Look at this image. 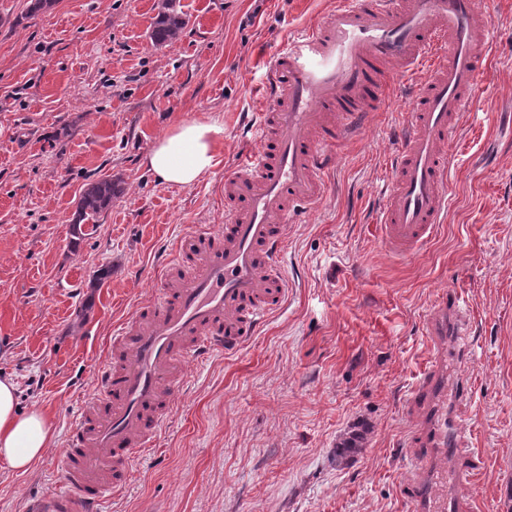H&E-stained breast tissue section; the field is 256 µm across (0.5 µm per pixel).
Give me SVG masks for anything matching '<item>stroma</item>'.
Returning a JSON list of instances; mask_svg holds the SVG:
<instances>
[{"label":"stroma","instance_id":"stroma-1","mask_svg":"<svg viewBox=\"0 0 512 512\" xmlns=\"http://www.w3.org/2000/svg\"><path fill=\"white\" fill-rule=\"evenodd\" d=\"M336 0H180L188 25L149 38L157 0H0V377L53 442L25 474L0 462V512L58 488L56 464L84 401L98 392L115 323L159 286L196 225H222L218 187L253 145L249 116L290 30ZM496 38L475 113L457 134L448 210L435 237L397 257L371 221L389 174L393 129L412 110L399 74L364 134L336 149L325 200L289 225L288 292L242 349L187 370L169 423L132 461L102 512H407V408L430 354L439 296L468 311L470 382L460 427L475 471L469 512H512V0H495ZM221 127L219 162L189 186L142 164L177 122ZM124 193L92 237L73 232L85 184ZM370 427L336 460L338 439Z\"/></svg>","mask_w":512,"mask_h":512}]
</instances>
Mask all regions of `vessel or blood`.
<instances>
[{"label":"vessel or blood","mask_w":512,"mask_h":512,"mask_svg":"<svg viewBox=\"0 0 512 512\" xmlns=\"http://www.w3.org/2000/svg\"><path fill=\"white\" fill-rule=\"evenodd\" d=\"M493 37L490 0H337L290 33L273 56L259 144L224 180L223 244L207 225L180 240L161 288L112 335V360L59 462L62 490L25 512H101L106 490L126 485L135 452L167 422L188 364L236 353L281 306L285 230L324 199L332 147L361 133L395 70L423 68L427 78L397 130L378 231L399 257L432 238L448 207L451 137L480 94ZM467 322L458 295H442L435 348L412 393L428 422L404 493L409 512H469L467 437L455 425L462 400L441 379L448 326Z\"/></svg>","instance_id":"vessel-or-blood-1"}]
</instances>
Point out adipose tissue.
I'll use <instances>...</instances> for the list:
<instances>
[{"instance_id": "ef3b65f1", "label": "adipose tissue", "mask_w": 512, "mask_h": 512, "mask_svg": "<svg viewBox=\"0 0 512 512\" xmlns=\"http://www.w3.org/2000/svg\"><path fill=\"white\" fill-rule=\"evenodd\" d=\"M216 124L192 120L174 126L144 159L145 168L166 184L189 185L217 163ZM51 428L37 411L21 412L11 379H0V461L18 473H27L51 441Z\"/></svg>"}]
</instances>
